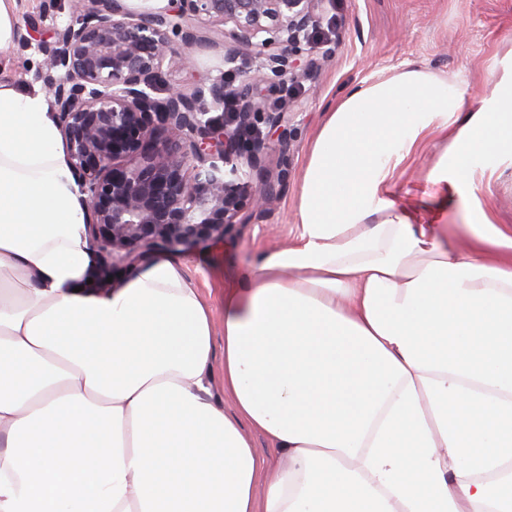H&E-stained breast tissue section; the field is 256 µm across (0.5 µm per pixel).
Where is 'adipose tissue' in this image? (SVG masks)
<instances>
[{"label": "adipose tissue", "mask_w": 512, "mask_h": 512, "mask_svg": "<svg viewBox=\"0 0 512 512\" xmlns=\"http://www.w3.org/2000/svg\"><path fill=\"white\" fill-rule=\"evenodd\" d=\"M435 135L430 206H399ZM484 157L512 163V80L473 111L421 69L350 87L294 240L224 288L228 413L211 307L165 258L89 289L58 114L0 82V512H512V230L472 201L459 252L435 217ZM442 147L443 144L440 141L434 140L423 152L410 159L399 170L396 177L395 193L400 205H415L419 202L424 178L437 162Z\"/></svg>", "instance_id": "obj_1"}]
</instances>
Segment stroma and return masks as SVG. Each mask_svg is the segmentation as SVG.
<instances>
[{
  "label": "stroma",
  "mask_w": 512,
  "mask_h": 512,
  "mask_svg": "<svg viewBox=\"0 0 512 512\" xmlns=\"http://www.w3.org/2000/svg\"><path fill=\"white\" fill-rule=\"evenodd\" d=\"M17 32L25 44L0 53V80L29 89H44L41 41L70 21L68 0L49 6L47 0H16ZM321 22H332L333 52L318 56L309 77L290 100L295 113L284 151L270 153L267 162L286 165L288 180L279 197L264 212H251L221 240H211L170 256L181 265L187 282L198 288L211 306L214 359L209 387L214 401L231 408L224 393V275L242 271L275 249L286 247L297 230L296 206L305 156L328 106L347 86L389 77L412 66L439 76L457 77L479 106L484 82L498 81L512 59V0H327ZM253 62L241 59L225 66L222 43L194 46L188 69L167 75L170 84L189 88L231 77L234 87L247 85ZM442 149L430 143L410 159L396 177V199L417 204L423 181ZM476 194L493 223L512 228V166H499L493 177L475 180Z\"/></svg>",
  "instance_id": "1"
}]
</instances>
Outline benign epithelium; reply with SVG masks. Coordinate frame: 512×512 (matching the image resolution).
I'll use <instances>...</instances> for the list:
<instances>
[{
    "mask_svg": "<svg viewBox=\"0 0 512 512\" xmlns=\"http://www.w3.org/2000/svg\"><path fill=\"white\" fill-rule=\"evenodd\" d=\"M72 20L40 44L44 76L61 123L67 160L86 194V226L100 254L98 287L117 266L131 267L158 248L222 238L244 208L278 197L288 169L266 166L287 146L291 117L266 112L248 89L222 83L191 89L166 74L186 64L171 42L214 43L222 27L224 62L246 56L266 72L298 79L315 60L303 57L326 0H70ZM233 97L238 111L222 112ZM265 124L272 134L249 135Z\"/></svg>",
    "mask_w": 512,
    "mask_h": 512,
    "instance_id": "obj_1",
    "label": "benign epithelium"
}]
</instances>
